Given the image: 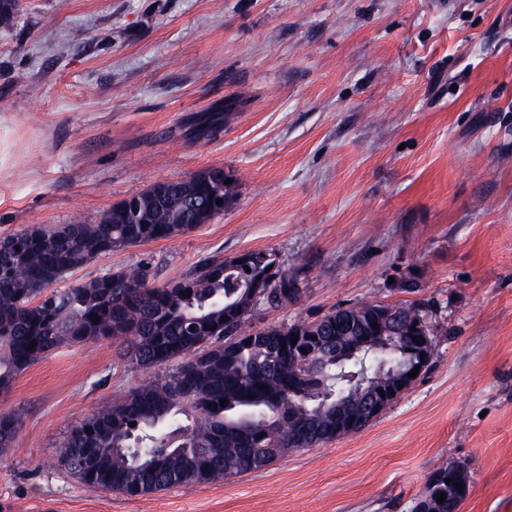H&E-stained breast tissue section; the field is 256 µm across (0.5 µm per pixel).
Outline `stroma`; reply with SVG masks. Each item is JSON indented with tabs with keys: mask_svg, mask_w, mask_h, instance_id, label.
<instances>
[{
	"mask_svg": "<svg viewBox=\"0 0 512 512\" xmlns=\"http://www.w3.org/2000/svg\"><path fill=\"white\" fill-rule=\"evenodd\" d=\"M210 167L222 214L66 284L271 250L304 294L253 327L413 303L427 368L356 434L128 496L53 459L144 374L113 339L61 347L0 395L22 415L0 512H413L446 463L470 476L461 512H512V0H22L0 28V235Z\"/></svg>",
	"mask_w": 512,
	"mask_h": 512,
	"instance_id": "35a3bbf8",
	"label": "stroma"
}]
</instances>
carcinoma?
I'll return each instance as SVG.
<instances>
[{"label": "carcinoma", "mask_w": 512, "mask_h": 512, "mask_svg": "<svg viewBox=\"0 0 512 512\" xmlns=\"http://www.w3.org/2000/svg\"><path fill=\"white\" fill-rule=\"evenodd\" d=\"M19 9L20 0H0V25H11ZM188 194L202 202L232 198L229 185L218 191L203 179L169 180L112 205L96 224L0 236L1 394L60 347L113 337L125 339L123 357L132 368L154 371L71 427L59 443L57 466L88 486L138 496L262 470L292 448L336 440L329 434L334 394L345 390L359 405L390 368L405 370L419 359L410 335L418 311L413 305H398L405 333L389 349L370 345L345 358L336 354L330 318L343 313L352 336H362L371 330L368 303L339 306L313 321L247 328L245 294L253 280L268 283L272 306L301 296L299 279L271 250L248 252L246 266L235 270L232 257L206 256L161 287L149 285L146 265L134 277L113 271L54 287L94 257L171 239L211 221L209 213L183 206ZM291 327L318 337L312 354L284 348L282 337ZM20 426V415L0 413L1 448L10 446ZM133 439L143 445L138 458L127 451ZM87 458L98 465L88 478L77 474ZM448 471L442 466L430 476L441 482L421 494L418 512H459L466 495L446 483Z\"/></svg>", "instance_id": "cac0c4a2"}]
</instances>
